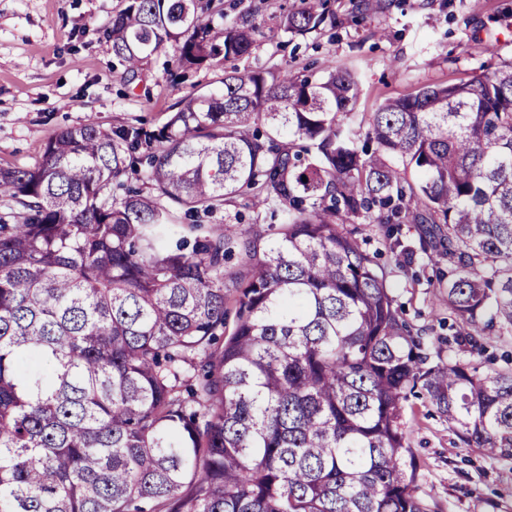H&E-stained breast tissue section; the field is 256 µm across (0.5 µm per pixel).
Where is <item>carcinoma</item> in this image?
Segmentation results:
<instances>
[{
	"mask_svg": "<svg viewBox=\"0 0 512 512\" xmlns=\"http://www.w3.org/2000/svg\"><path fill=\"white\" fill-rule=\"evenodd\" d=\"M329 2L277 29L336 25ZM265 29L130 0L105 34L133 73L248 59ZM223 84L0 168V512H431L402 421L419 389L512 458V367L428 364L360 238L376 224L394 252L421 225L408 252L448 263L457 343L512 334V63L385 100L361 145L352 70ZM243 192L279 223L209 222Z\"/></svg>",
	"mask_w": 512,
	"mask_h": 512,
	"instance_id": "cac0c4a2",
	"label": "carcinoma"
}]
</instances>
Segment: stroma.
<instances>
[{
    "instance_id": "35a3bbf8",
    "label": "stroma",
    "mask_w": 512,
    "mask_h": 512,
    "mask_svg": "<svg viewBox=\"0 0 512 512\" xmlns=\"http://www.w3.org/2000/svg\"><path fill=\"white\" fill-rule=\"evenodd\" d=\"M356 0H331L336 29L264 39L238 68H287L302 75L348 68L363 87L357 110L431 85L472 80L512 62V0H378L356 13ZM128 0H0V167L41 161L62 128L95 119L165 124L189 94L217 91L223 63L169 73L159 55L127 73L103 30ZM365 249L385 271L386 286L437 348H449L447 310L438 308V267L388 250L376 225L362 227ZM452 349V348H449ZM468 359L463 348L452 349ZM403 422L417 462L418 493L433 512H512V459H491L463 445L445 416L423 397L410 399Z\"/></svg>"
}]
</instances>
